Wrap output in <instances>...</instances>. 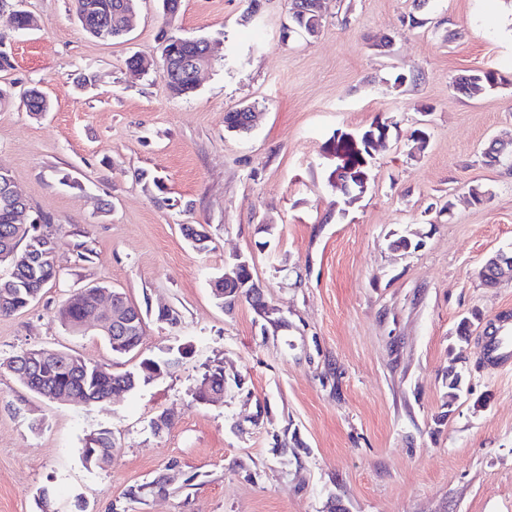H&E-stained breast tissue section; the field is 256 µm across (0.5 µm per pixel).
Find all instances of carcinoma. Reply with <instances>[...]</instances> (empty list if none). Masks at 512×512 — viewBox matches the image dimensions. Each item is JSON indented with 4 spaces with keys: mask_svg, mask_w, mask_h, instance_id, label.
<instances>
[{
    "mask_svg": "<svg viewBox=\"0 0 512 512\" xmlns=\"http://www.w3.org/2000/svg\"><path fill=\"white\" fill-rule=\"evenodd\" d=\"M127 0H74L76 15L82 28L92 37L102 41L122 38L126 35ZM291 21L295 28L309 37L316 36L321 29V14L293 13ZM503 77L495 70L486 71V80L472 83L464 76L459 77L456 89L469 97L492 89L502 83ZM172 96L188 97L196 91L197 85L180 74L169 83ZM26 111L46 112L49 104L42 93H33L22 98ZM250 113L230 110L224 113V126L238 133H247L252 126L247 124ZM482 157L488 165L512 162V148L498 141H491L482 150ZM18 212L10 203L0 199V263L9 265L6 275H0V314H11L27 308L42 292L43 288L56 278L54 225L43 218L41 224H25L17 218ZM512 272V266L503 261L495 263L489 257L481 269V276L487 283H494L505 271ZM97 289L80 296L72 295L58 309L60 322L73 331L80 330L85 315L95 308ZM112 351L127 355L136 351L134 337L103 334ZM31 349H22L4 362L14 378L28 390L39 394L51 390L76 404L93 405L105 401L112 394V384L119 381L118 374L105 370L98 364L87 362L75 355L41 348L40 358H29ZM168 364V360L144 357L138 365L124 371L125 382L131 390L151 379V372ZM86 450L82 458L89 465H97L112 456L114 442L112 434L103 430L91 435L85 441Z\"/></svg>",
    "mask_w": 512,
    "mask_h": 512,
    "instance_id": "obj_1",
    "label": "carcinoma"
}]
</instances>
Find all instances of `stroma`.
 <instances>
[{
  "mask_svg": "<svg viewBox=\"0 0 512 512\" xmlns=\"http://www.w3.org/2000/svg\"><path fill=\"white\" fill-rule=\"evenodd\" d=\"M181 0L165 18L140 0L129 34L104 42L71 0H23L37 28L0 11V167L33 215L58 225V278L28 308L0 316V512H512V371L481 354L488 321L512 308V276L480 277L512 250V168L486 165L512 140V0H321L316 37L289 31V0ZM215 41L196 91L172 97L158 69L162 34ZM390 36L389 50L376 49ZM494 69L504 82L469 97L456 80ZM405 82H396L397 73ZM37 87L50 110L26 112ZM252 105L259 125L227 131ZM391 124L373 178L345 204L329 176L332 137ZM426 124L429 140L411 139ZM489 196L473 203L468 188ZM450 212H443L445 202ZM212 240L194 249L181 225ZM421 246L390 248L393 234ZM90 251L77 257L78 245ZM248 258L281 324L247 302L225 311L212 281ZM94 285L149 312L137 354L113 355L57 310ZM177 326L157 321L160 306ZM472 322L468 339L457 334ZM64 350L114 371L139 355L171 359L137 390L88 407L52 403L3 366L25 348ZM223 366L222 398L200 404L203 375ZM465 378L449 400L448 372ZM173 424L153 433L158 414ZM43 420L40 430L32 420ZM111 431V461L85 465L86 438ZM190 484L131 500L169 460ZM238 111H235V109L225 112L224 114V126L227 128V130L235 131L238 133H248L252 126L256 123L257 116L253 117V121L250 124H247V121L250 119V115L255 112L254 109L249 108H238ZM253 112H249V111Z\"/></svg>",
  "mask_w": 512,
  "mask_h": 512,
  "instance_id": "1",
  "label": "stroma"
}]
</instances>
